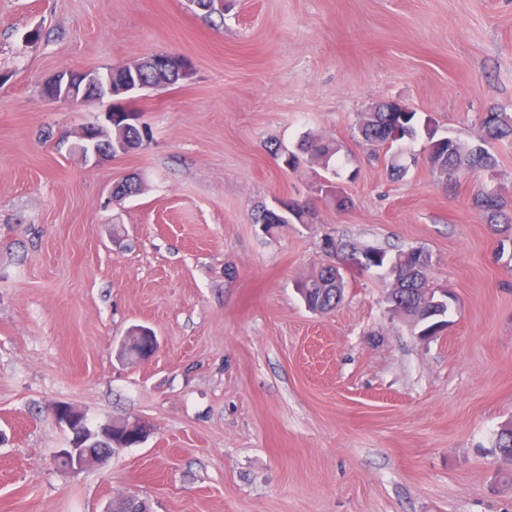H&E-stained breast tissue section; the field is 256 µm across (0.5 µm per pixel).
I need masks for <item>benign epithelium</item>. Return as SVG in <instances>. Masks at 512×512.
<instances>
[{
    "label": "benign epithelium",
    "instance_id": "benign-epithelium-1",
    "mask_svg": "<svg viewBox=\"0 0 512 512\" xmlns=\"http://www.w3.org/2000/svg\"><path fill=\"white\" fill-rule=\"evenodd\" d=\"M42 93L53 103L80 105L91 93L99 100L108 99L115 104L122 103V100L116 98L117 92L112 89L111 76L96 69L62 70L43 85ZM74 138L71 150L96 162L125 149L124 144L112 142V129L103 125L85 126L75 132ZM55 415L58 423L69 432V437L67 445L55 452L54 462L58 465L66 464L65 471L72 475H78L94 465H106L116 451L125 448L124 442L113 438L110 421L90 430L86 424L85 412L66 404L57 406ZM94 437L105 441L108 447L99 456L90 457L85 454V443Z\"/></svg>",
    "mask_w": 512,
    "mask_h": 512
}]
</instances>
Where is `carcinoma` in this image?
I'll use <instances>...</instances> for the list:
<instances>
[{
  "mask_svg": "<svg viewBox=\"0 0 512 512\" xmlns=\"http://www.w3.org/2000/svg\"><path fill=\"white\" fill-rule=\"evenodd\" d=\"M140 81L150 87L157 88L173 85L182 80L178 72H160L151 65L143 66L139 71ZM395 111H389V105L382 101L377 104V111L365 112L357 125L358 136L373 147H380L388 152L387 159L391 176L400 178L408 171V163L404 150H393V145L416 135L414 120L417 112L409 107L394 102ZM426 159L432 169L454 178L463 169L486 170L497 168V161L480 145L467 146L459 140L440 135L432 125H427ZM484 138L503 140L512 138V114L506 112H490L483 120ZM149 134L145 125L128 122L112 127V137L122 138L138 148ZM301 146L305 147L310 161L329 169L336 164V156L340 151L334 142L320 138H307ZM476 203L483 212L490 228L500 234L512 231V219L507 217L505 204L501 197L481 188L476 194ZM310 211L305 205L295 202H282V208L274 207L262 213H255L253 223L263 225L267 233L272 234L290 224H306ZM324 253L341 258L351 253L357 270L385 269L392 277L389 301L393 310L407 318L414 326L421 327L427 335L446 323L444 317L448 308H443L437 315L424 314L418 305L420 293L433 288L427 271L431 257L422 248L412 247L390 253L384 249L362 246L351 240L336 239L327 236L321 241ZM296 288L306 307L319 314L330 313L336 309L344 291V276L340 267L329 265L313 271L298 281ZM495 447L499 458L506 464H512V420L502 424L497 432Z\"/></svg>",
  "mask_w": 512,
  "mask_h": 512,
  "instance_id": "1",
  "label": "carcinoma"
}]
</instances>
